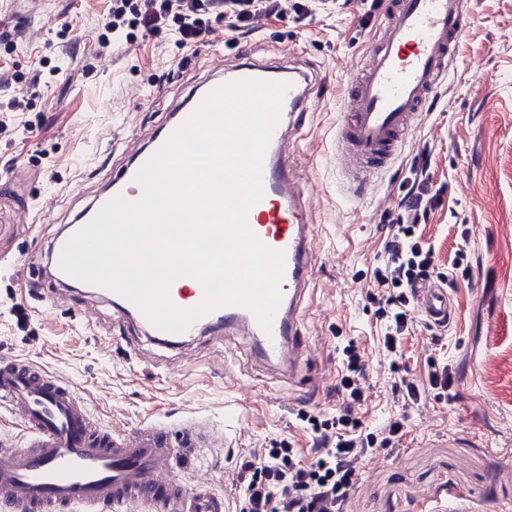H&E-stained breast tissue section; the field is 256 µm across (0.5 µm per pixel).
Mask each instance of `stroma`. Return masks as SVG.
<instances>
[{"mask_svg": "<svg viewBox=\"0 0 512 512\" xmlns=\"http://www.w3.org/2000/svg\"><path fill=\"white\" fill-rule=\"evenodd\" d=\"M304 2L306 12L261 20L246 37L213 18L211 34L190 49L140 36L104 50L97 36L108 0H0V68L25 74L42 59L54 70L6 91L33 109L0 133V362L21 358L71 384L105 430L206 419L222 445L199 449L181 469L241 512L237 466L283 441L311 446L300 416L334 415L342 349L354 340L367 368L365 427L402 414L407 434L362 460L347 512H421L452 495L465 512H499L512 504V477L496 473L512 459V0H466L471 21L440 98L361 197L336 162V134L344 89L383 15L368 0ZM244 55L294 64L312 80L305 124L291 135L315 226L301 322L309 351L291 379L260 362L240 332L204 329L162 343L110 299L67 290L54 276L51 246L65 225L197 84ZM422 153L431 186L446 192L419 231L439 271L457 269L453 317L443 330L417 317L394 362L417 380L430 359L447 362L453 397L408 405L378 352L367 294L401 185Z\"/></svg>", "mask_w": 512, "mask_h": 512, "instance_id": "35a3bbf8", "label": "stroma"}]
</instances>
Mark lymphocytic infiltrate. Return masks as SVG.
Instances as JSON below:
<instances>
[{"instance_id": "obj_1", "label": "lymphocytic infiltrate", "mask_w": 512, "mask_h": 512, "mask_svg": "<svg viewBox=\"0 0 512 512\" xmlns=\"http://www.w3.org/2000/svg\"><path fill=\"white\" fill-rule=\"evenodd\" d=\"M98 36L100 48L120 41L126 30L164 39L174 36L179 46L191 48L211 32L206 18L215 15L228 21L234 32L249 30L254 19L283 14L282 0H110ZM426 160H414L403 184L399 212L389 225L380 265L373 271V290L368 300L384 322L381 351H397L414 322L415 290L436 276L435 250L418 233L419 222L435 210L440 194L430 193ZM343 372L337 383L340 396L336 414L330 418L307 416L312 435L308 453L292 444L263 449L243 462L237 472L246 512H344L355 490L358 468L368 454L393 448L404 436L401 419H391L379 431L362 428L368 396L365 364L354 344L343 350Z\"/></svg>"}]
</instances>
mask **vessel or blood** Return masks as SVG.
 Instances as JSON below:
<instances>
[{
  "mask_svg": "<svg viewBox=\"0 0 512 512\" xmlns=\"http://www.w3.org/2000/svg\"><path fill=\"white\" fill-rule=\"evenodd\" d=\"M385 15L347 92L346 117L336 138V158L359 191L394 163L415 118L437 95L470 22L463 0H389ZM243 80L289 86L264 158L263 196L247 214L259 240L285 256L282 300L267 330L248 308L224 305L183 332L156 328L152 334L180 343L201 326L232 325L254 337L263 361L291 375L306 352L300 322L312 273V230L288 159L290 133L308 107L307 74L291 66L242 63L201 83L173 113L167 129L175 131L214 89ZM164 142L157 137L152 149L139 151L95 196L78 225H86L115 196L141 199L143 189L134 177L153 148ZM168 295L176 307L190 309L203 300L204 287L184 286ZM415 295L428 323H448L452 303L446 288L430 282ZM4 405L21 415L26 435L25 447L0 445V503L12 512H123L133 503L146 504L150 512H223L222 502L204 484L183 482L178 475V456L194 450L206 429L202 421L185 420L173 430L145 422L130 433L106 432L72 385L17 363L0 365V407Z\"/></svg>",
  "mask_w": 512,
  "mask_h": 512,
  "instance_id": "1",
  "label": "vessel or blood"
}]
</instances>
